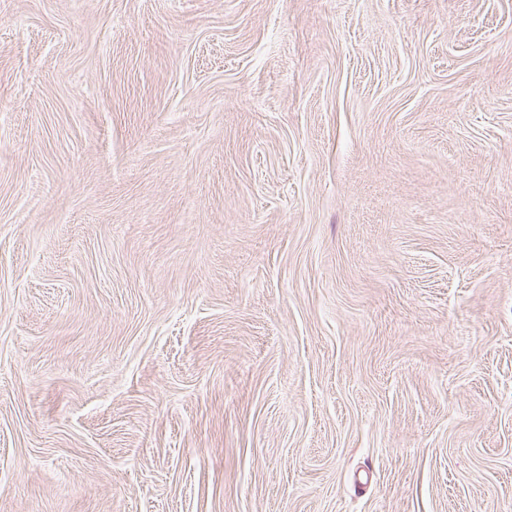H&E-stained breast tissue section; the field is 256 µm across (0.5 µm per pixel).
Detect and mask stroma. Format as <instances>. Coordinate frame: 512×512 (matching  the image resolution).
Segmentation results:
<instances>
[{
    "instance_id": "35a3bbf8",
    "label": "stroma",
    "mask_w": 512,
    "mask_h": 512,
    "mask_svg": "<svg viewBox=\"0 0 512 512\" xmlns=\"http://www.w3.org/2000/svg\"><path fill=\"white\" fill-rule=\"evenodd\" d=\"M0 512H512V0H0Z\"/></svg>"
}]
</instances>
